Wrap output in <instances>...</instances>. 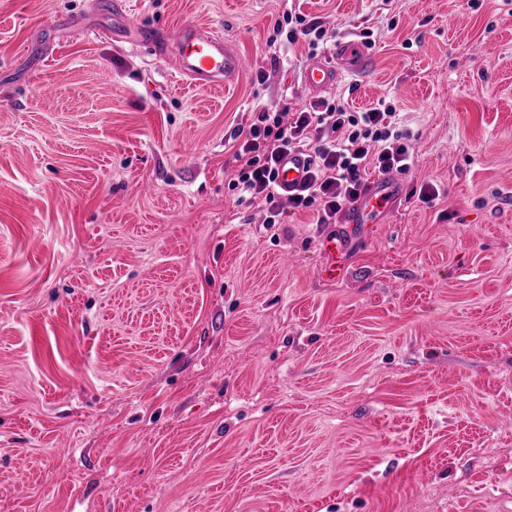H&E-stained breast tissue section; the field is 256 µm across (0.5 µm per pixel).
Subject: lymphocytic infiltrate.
Returning <instances> with one entry per match:
<instances>
[{"label":"lymphocytic infiltrate","instance_id":"lymphocytic-infiltrate-1","mask_svg":"<svg viewBox=\"0 0 512 512\" xmlns=\"http://www.w3.org/2000/svg\"><path fill=\"white\" fill-rule=\"evenodd\" d=\"M232 138L237 169L228 187L260 201L268 224L282 223L290 211H311L317 223H330L358 197L368 169L407 171L416 140L395 106L383 99L363 111L325 99L293 114L264 107ZM294 152L306 155L309 166L302 188L286 195L277 184L278 164Z\"/></svg>","mask_w":512,"mask_h":512}]
</instances>
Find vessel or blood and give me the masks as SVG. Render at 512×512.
<instances>
[{
  "label": "vessel or blood",
  "mask_w": 512,
  "mask_h": 512,
  "mask_svg": "<svg viewBox=\"0 0 512 512\" xmlns=\"http://www.w3.org/2000/svg\"><path fill=\"white\" fill-rule=\"evenodd\" d=\"M180 75L197 86H226L233 83L247 68V60L229 41L212 35L204 27L192 23L181 25L173 42ZM370 56L362 41H337L330 59L315 60L302 74L303 85L312 92L336 87L344 70H364ZM308 161L298 153L288 154L278 167V184L285 191L299 187L306 175ZM401 192L397 179L381 176L368 182L360 196L343 212L344 232H328L321 239L324 261L317 274L321 281L333 283L343 277L344 270L337 265V254L347 250L349 243L360 233L362 224L382 223Z\"/></svg>",
  "instance_id": "vessel-or-blood-1"
}]
</instances>
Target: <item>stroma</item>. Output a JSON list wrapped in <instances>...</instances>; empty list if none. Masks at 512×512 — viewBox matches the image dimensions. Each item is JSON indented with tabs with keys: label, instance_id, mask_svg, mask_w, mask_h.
<instances>
[{
	"label": "stroma",
	"instance_id": "35a3bbf8",
	"mask_svg": "<svg viewBox=\"0 0 512 512\" xmlns=\"http://www.w3.org/2000/svg\"><path fill=\"white\" fill-rule=\"evenodd\" d=\"M112 2L0 0V512H512V0ZM290 11L371 31L331 95L417 136L333 284L328 225L228 188L332 52ZM187 21L233 87L136 41ZM283 21L288 25L286 39L291 44L295 43L299 36H311L309 46L317 49L320 42L327 43L329 39L336 37V32H329L330 29L324 27L322 22L306 23V18L301 14L287 13L286 16L283 15ZM290 24L293 26L290 27ZM172 50L179 74L197 86L227 88L248 66L228 40L192 23L181 25Z\"/></svg>",
	"mask_w": 512,
	"mask_h": 512
}]
</instances>
